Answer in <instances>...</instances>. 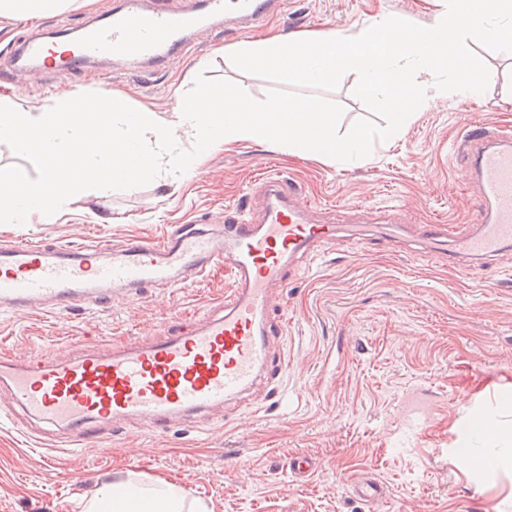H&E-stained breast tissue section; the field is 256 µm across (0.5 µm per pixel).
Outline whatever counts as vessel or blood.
Here are the masks:
<instances>
[{
  "mask_svg": "<svg viewBox=\"0 0 512 512\" xmlns=\"http://www.w3.org/2000/svg\"><path fill=\"white\" fill-rule=\"evenodd\" d=\"M124 0L109 21L85 29L60 58V74L97 58L157 64L187 52L206 23L241 31L277 15L283 0ZM460 150L481 187L480 224L466 233L430 224L422 242L444 249L451 262L489 259L512 244V134L470 128ZM260 217L228 212L222 235L181 224L156 238L133 237L120 249L107 241L68 249L41 243L0 246V305L39 312L44 301L82 296L93 305L111 303L117 288L137 295L144 285L173 289L223 267L230 286L224 301L197 322L153 341L118 351L83 350L61 358L38 351L19 360L0 356V388L42 423L87 444L104 423L141 421L160 433L172 421L221 406L250 389L260 375H281L267 335L271 297L287 287L288 275L320 245L352 236L346 224H313L295 185L269 174L257 183ZM353 492L379 501L383 486L359 478Z\"/></svg>",
  "mask_w": 512,
  "mask_h": 512,
  "instance_id": "vessel-or-blood-1",
  "label": "vessel or blood"
}]
</instances>
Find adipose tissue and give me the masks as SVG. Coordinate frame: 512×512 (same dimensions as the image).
<instances>
[{
	"label": "adipose tissue",
	"instance_id": "1",
	"mask_svg": "<svg viewBox=\"0 0 512 512\" xmlns=\"http://www.w3.org/2000/svg\"><path fill=\"white\" fill-rule=\"evenodd\" d=\"M466 472H512V430L492 421L475 420L455 451ZM84 512H207L188 501L182 490L162 482L151 487L125 480L103 485L85 504Z\"/></svg>",
	"mask_w": 512,
	"mask_h": 512
}]
</instances>
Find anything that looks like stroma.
<instances>
[{"mask_svg":"<svg viewBox=\"0 0 512 512\" xmlns=\"http://www.w3.org/2000/svg\"><path fill=\"white\" fill-rule=\"evenodd\" d=\"M113 2L35 23L0 20V98L41 107L71 90H113L131 106L171 114L175 87L192 88L193 64L204 57L211 60L205 77L231 80L257 99L272 89L228 59L227 48L251 36L245 32L201 33L195 49L158 67L102 59L63 78L47 69L33 81L14 67L25 38L77 33L85 20L110 14ZM443 8L442 0H286L253 36L341 30L377 14L420 24ZM481 56L490 70L482 98L427 94L412 122L375 142L368 157L325 162L243 141L211 153L183 185L81 196L63 215L0 223V245L116 246L194 217L216 228L226 208L246 201L260 209L255 185L274 172L298 184L319 221L342 204L348 224L372 226L386 213L414 235L441 220L466 231L481 208L456 146L476 122L512 131V104L502 101L512 91V59ZM107 210L113 222L96 223ZM227 286L216 269L176 294L156 285L108 307L76 298L47 313L0 311V352L21 359L37 348L66 356L147 343L183 319L203 317ZM273 301L288 313L286 326L268 335L273 358L288 363L282 378L160 434L143 425L105 427L95 445L59 452L55 478L46 477L34 442L42 425L0 393V512H80L119 475L173 484L209 512H496L512 497V475H467L454 456L461 431L481 415L512 425V246L462 269L423 247L395 249L385 236L342 239L322 246ZM295 454L314 463L306 477L288 468ZM362 476L384 485L381 502L353 495L350 482Z\"/></svg>","mask_w":512,"mask_h":512,"instance_id":"35a3bbf8","label":"stroma"}]
</instances>
